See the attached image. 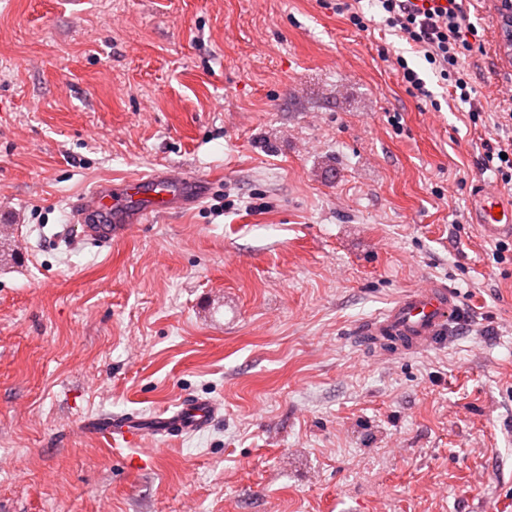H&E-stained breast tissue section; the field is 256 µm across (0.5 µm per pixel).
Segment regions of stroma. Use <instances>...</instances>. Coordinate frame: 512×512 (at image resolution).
<instances>
[{
  "mask_svg": "<svg viewBox=\"0 0 512 512\" xmlns=\"http://www.w3.org/2000/svg\"><path fill=\"white\" fill-rule=\"evenodd\" d=\"M499 3L468 2L475 121L370 8L0 0V512H512V260L468 217L512 88ZM167 166L206 197L106 246L70 223ZM433 284L435 344L361 335ZM190 398L205 431L88 428ZM360 1L361 0H333V2L336 3H334V7H331V9H335L336 14L346 15L352 25L360 30H364L367 29V21L370 22V20L365 17L364 12L360 11L359 7L358 10L356 9L355 4L360 3ZM395 64L398 71L401 72L402 81L411 96L423 101L429 100L431 105L436 104L433 93L427 88L425 81L419 77L415 70L408 66L404 58L397 57ZM124 416L112 418V424L108 421L109 418H103L99 422V428L104 436L112 439V442L119 441L132 446L141 438L142 434L138 426L141 419L137 415Z\"/></svg>",
  "mask_w": 512,
  "mask_h": 512,
  "instance_id": "obj_1",
  "label": "stroma"
}]
</instances>
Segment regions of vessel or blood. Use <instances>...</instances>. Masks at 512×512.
<instances>
[{"mask_svg": "<svg viewBox=\"0 0 512 512\" xmlns=\"http://www.w3.org/2000/svg\"><path fill=\"white\" fill-rule=\"evenodd\" d=\"M207 179L177 168H165L119 183L104 180L80 194L72 204L71 223L80 225L85 239L111 244L127 237L134 225L151 218L187 209L209 190ZM470 222L488 241L512 240V195L479 184L469 202ZM456 305L447 288L432 285L402 295L379 317L370 320L365 333L375 341L396 344L405 353L430 346L443 334ZM219 407L211 401H192L162 418V436L188 435L208 428ZM101 433L127 445L141 438L137 416L101 419Z\"/></svg>", "mask_w": 512, "mask_h": 512, "instance_id": "b4317fda", "label": "vessel or blood"}]
</instances>
